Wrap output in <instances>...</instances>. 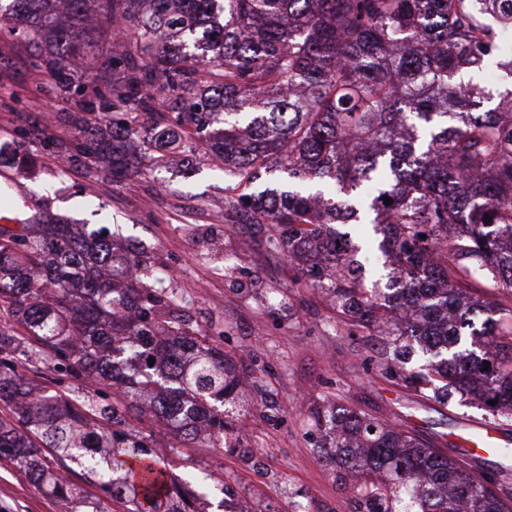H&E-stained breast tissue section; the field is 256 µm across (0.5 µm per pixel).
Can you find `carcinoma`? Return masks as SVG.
<instances>
[{
  "label": "carcinoma",
  "instance_id": "obj_1",
  "mask_svg": "<svg viewBox=\"0 0 512 512\" xmlns=\"http://www.w3.org/2000/svg\"><path fill=\"white\" fill-rule=\"evenodd\" d=\"M13 2L0 38L47 43L43 67L61 92L101 95L75 78L77 57L89 72H118L108 108L128 123L112 120L108 135L105 116H66L81 132L73 163L135 178L143 159L164 165L163 133L192 158L205 138L237 179L225 223L311 262L301 277L347 335L375 340L388 378L423 406L458 396L490 427L512 422V0ZM97 14L120 24L110 54L86 34ZM490 63L503 72L495 96L474 81ZM273 170L288 185L255 186ZM372 213L391 272L365 288L358 248L336 225ZM149 260L63 221L0 229V313L13 320L0 330V460L67 512H112L114 501L123 512H199L190 485L138 480L158 466L155 439L128 421L144 394L150 417L184 441L200 425L234 436V370L172 310ZM35 361L85 389L31 382ZM94 385L117 386L112 404ZM311 417L348 512H512L492 478L413 430L328 399ZM69 462L99 494L74 488Z\"/></svg>",
  "mask_w": 512,
  "mask_h": 512
}]
</instances>
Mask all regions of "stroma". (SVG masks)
<instances>
[{
    "instance_id": "obj_1",
    "label": "stroma",
    "mask_w": 512,
    "mask_h": 512,
    "mask_svg": "<svg viewBox=\"0 0 512 512\" xmlns=\"http://www.w3.org/2000/svg\"><path fill=\"white\" fill-rule=\"evenodd\" d=\"M38 54L25 43L0 44V143L19 144L29 158L23 167L1 166L0 176L15 179L39 216L114 230L121 255L147 250L176 310L210 334L244 382L240 447L184 443L159 424L140 423L168 477L200 483L202 507L214 512L223 500L232 512H346L313 446L311 411L327 398L415 428L446 453L482 425L473 404L425 410L412 402L383 375L372 341L339 335L320 295L295 280L281 251L257 237L241 248L238 230L224 223L230 180L207 156L192 160L179 147L165 166L132 180L61 164L57 142L79 136L64 114L96 112L101 102L58 96ZM267 405L275 419L261 417ZM0 512H58V505L0 461Z\"/></svg>"
}]
</instances>
